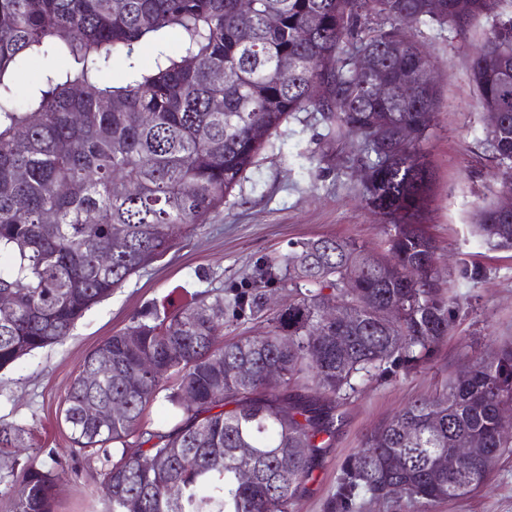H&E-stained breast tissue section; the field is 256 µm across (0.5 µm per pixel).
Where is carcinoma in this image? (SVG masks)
<instances>
[{"label": "carcinoma", "mask_w": 512, "mask_h": 512, "mask_svg": "<svg viewBox=\"0 0 512 512\" xmlns=\"http://www.w3.org/2000/svg\"><path fill=\"white\" fill-rule=\"evenodd\" d=\"M481 17L492 33L471 78L482 109L499 112L484 144L500 192H512V0H254L248 16L238 0H0V293L14 305L0 318V369L63 342L95 304L206 223L296 112H321L339 135L361 138L365 201L388 220L381 249L309 239L227 301L198 294L134 318L102 342L117 374L97 380L93 354L84 358L60 419L109 512H294L357 384L419 369L448 337L462 305L439 288L437 246L413 223L431 180L422 143L439 86L412 27L463 32ZM49 57L64 65L44 69L17 101L16 72ZM115 60L122 77L101 82ZM475 231L512 248V215L495 202L479 207ZM101 242L112 247L106 263ZM272 281L289 289L288 304L267 316ZM333 306L340 317L328 322ZM246 312L267 316L268 330L224 339ZM269 362L281 366L275 384L263 380ZM243 363L254 370L248 385L236 379ZM467 369L364 435L343 463L336 512H351L360 492L427 512L486 483L475 461L455 472L435 462L450 448L512 453V432L499 427L512 410V342ZM161 394L174 422L151 428L146 412ZM118 398L128 413L108 426L83 414L89 401ZM28 439L23 425L0 427V482L13 512H54L64 469L51 454L21 457ZM392 485L401 491L385 493Z\"/></svg>", "instance_id": "obj_1"}]
</instances>
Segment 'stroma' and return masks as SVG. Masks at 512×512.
Masks as SVG:
<instances>
[{
	"instance_id": "stroma-1",
	"label": "stroma",
	"mask_w": 512,
	"mask_h": 512,
	"mask_svg": "<svg viewBox=\"0 0 512 512\" xmlns=\"http://www.w3.org/2000/svg\"><path fill=\"white\" fill-rule=\"evenodd\" d=\"M491 25L482 17L462 33L428 25L416 31L432 57L440 102L425 143L431 192L415 221L436 241L440 287L452 289L463 307L423 367L359 385L342 409V426L317 458L296 512H333L341 465L367 432L415 400L439 394L472 356L512 339V250L490 248L473 231L478 206L495 201L498 191L482 147L486 114L470 77L471 54ZM279 140L281 149L262 152L207 224L93 306L64 342L0 370V426L25 425L33 452L52 451L63 462L55 512H104L84 459L69 452L58 417L84 358L104 339L154 302L179 304L197 293L232 298L261 267L306 239L335 236L369 247L384 241L386 222L366 205L357 174L360 139L339 137L322 113L298 112ZM433 512H512V457L495 461L476 494L443 502Z\"/></svg>"
}]
</instances>
